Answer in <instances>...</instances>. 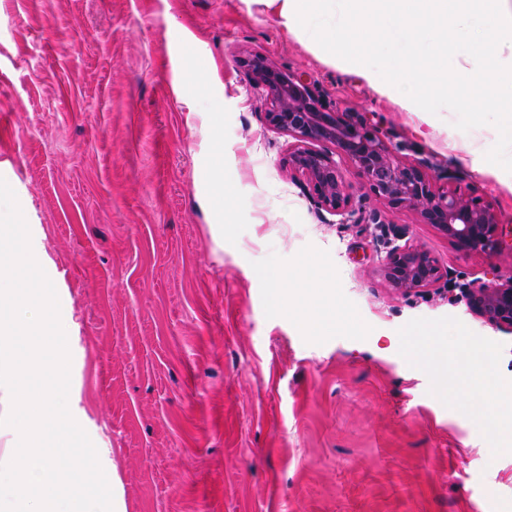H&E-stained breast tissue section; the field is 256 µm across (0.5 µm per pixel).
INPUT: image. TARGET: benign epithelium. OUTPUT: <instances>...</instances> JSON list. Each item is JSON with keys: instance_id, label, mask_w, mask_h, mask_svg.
I'll list each match as a JSON object with an SVG mask.
<instances>
[{"instance_id": "1", "label": "benign epithelium", "mask_w": 512, "mask_h": 512, "mask_svg": "<svg viewBox=\"0 0 512 512\" xmlns=\"http://www.w3.org/2000/svg\"><path fill=\"white\" fill-rule=\"evenodd\" d=\"M249 83L265 99L267 126L294 139L285 163L308 187L318 209L341 224H381L366 210L349 180L364 179L388 207L406 209L430 224L464 254L494 255L502 244L499 218L481 198L458 188L434 189L416 162L398 158L379 131L357 112L331 111L301 74L285 72L266 55L252 51L240 60ZM379 274L395 293L409 296L448 277L430 253L412 245L385 242ZM469 312L497 330L512 333V276L500 283L458 284Z\"/></svg>"}]
</instances>
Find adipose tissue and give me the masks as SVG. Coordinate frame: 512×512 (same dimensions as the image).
Segmentation results:
<instances>
[{
    "label": "adipose tissue",
    "instance_id": "obj_1",
    "mask_svg": "<svg viewBox=\"0 0 512 512\" xmlns=\"http://www.w3.org/2000/svg\"><path fill=\"white\" fill-rule=\"evenodd\" d=\"M405 348L411 351L424 365L439 370L437 390L441 395L455 397L476 394H497L500 403L499 413L492 418L478 416L480 426L495 429L506 447H512V388L501 387L485 367L482 351L470 347L468 363L456 381H449L447 370L442 369L439 353L442 349H454L455 339H445L431 331L425 330L411 334L404 339Z\"/></svg>",
    "mask_w": 512,
    "mask_h": 512
}]
</instances>
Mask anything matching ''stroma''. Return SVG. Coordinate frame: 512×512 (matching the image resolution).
Segmentation results:
<instances>
[{"mask_svg": "<svg viewBox=\"0 0 512 512\" xmlns=\"http://www.w3.org/2000/svg\"><path fill=\"white\" fill-rule=\"evenodd\" d=\"M251 51L361 113L435 187L482 198L502 249L460 254L357 177L383 223L317 209L238 64ZM201 68L216 82L194 79ZM455 120L407 112L289 32L275 0H0V162L73 310V381L92 396L126 512H512V452L475 419L493 398L448 404L394 348L420 330L458 334L512 386V334L473 317L458 289L512 275V193L472 162L496 129ZM215 155L221 213L206 203ZM394 227L451 282L390 290L378 270ZM312 260L352 327L314 335L321 303L302 289L290 311L270 308L260 269Z\"/></svg>", "mask_w": 512, "mask_h": 512, "instance_id": "35a3bbf8", "label": "stroma"}]
</instances>
